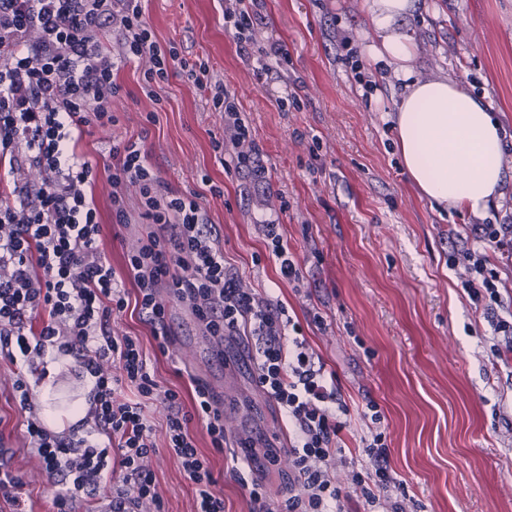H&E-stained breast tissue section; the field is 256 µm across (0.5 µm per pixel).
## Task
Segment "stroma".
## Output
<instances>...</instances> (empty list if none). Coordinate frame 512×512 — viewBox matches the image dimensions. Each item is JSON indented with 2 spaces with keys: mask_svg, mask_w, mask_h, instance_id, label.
I'll list each match as a JSON object with an SVG mask.
<instances>
[{
  "mask_svg": "<svg viewBox=\"0 0 512 512\" xmlns=\"http://www.w3.org/2000/svg\"><path fill=\"white\" fill-rule=\"evenodd\" d=\"M267 24L257 37L283 42L288 61L281 77L262 84L257 63L239 52L224 30V0H144L145 16L160 42L173 41L190 59H208L214 77L238 99L262 151L268 182L240 194L241 179L224 171L211 148L223 137L224 118L205 94L182 77L158 90L161 105L141 89V68H122L124 93L112 109L120 122L90 128L78 154L100 160L113 140L139 134L167 188L201 189L210 174L223 183L220 197L203 204L221 231L224 259L244 287L280 300L297 316L320 312L324 329L306 328L311 345L335 370L350 406L344 433L345 466L364 468L360 439L365 396L381 406L390 462L403 483L407 512H512V360L493 357L491 329L461 288L448 263L449 232L465 234L472 213L439 208L411 183L396 145L392 109L399 91L394 76H380L365 48L377 40L365 0H261ZM417 41L418 77L436 74L463 84L498 112L506 132L503 196L488 209L512 218V0H416L407 20ZM354 50L373 83L356 82L345 55ZM298 85L300 107L281 109L279 96ZM157 121L148 124L147 113ZM318 156H311L313 140ZM290 208L279 213L281 200ZM279 216L281 233L301 267L300 282L279 279L257 225ZM44 376L32 390L38 411L58 413L57 432L72 429L71 404H86L88 379L77 377L70 357L48 350ZM163 388L188 393L192 380L213 384L209 369L179 348L159 357ZM14 367L0 359V462L25 483L27 512H54L46 474L31 454L13 396ZM231 408L242 436L259 449L274 447L272 468L231 471L234 438L215 452L198 434L201 452L220 473L224 512H252L248 483L263 484L270 506L284 499L290 464L283 453L288 433L278 411L238 369ZM158 451L147 465L164 512H194L195 494L165 443V410L148 408Z\"/></svg>",
  "mask_w": 512,
  "mask_h": 512,
  "instance_id": "stroma-1",
  "label": "stroma"
}]
</instances>
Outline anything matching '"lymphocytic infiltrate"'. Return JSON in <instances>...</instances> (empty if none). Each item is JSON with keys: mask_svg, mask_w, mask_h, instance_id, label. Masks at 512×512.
Returning a JSON list of instances; mask_svg holds the SVG:
<instances>
[{"mask_svg": "<svg viewBox=\"0 0 512 512\" xmlns=\"http://www.w3.org/2000/svg\"><path fill=\"white\" fill-rule=\"evenodd\" d=\"M264 18L258 0H225L224 27L239 50L262 62L263 75L286 61L281 42L259 43ZM117 34L113 49L102 46ZM142 63V85L182 76L206 92L211 110L223 113L225 139L214 141L225 170L262 181L265 168L251 126L234 94L211 74L204 59L185 58L176 43H160L141 0H0V356L15 365V399L27 414L29 446L55 485L57 512H76L81 497L122 472L106 512H146L161 506L147 461L155 454V427L146 408L160 402L166 447L195 489V512H224V494L209 458L197 446L199 422L216 451L224 449V411L207 386L194 383L190 401L161 389L136 336H117L112 320L136 306L151 327L155 354L173 344L168 300L186 304L209 335L244 341L256 385L281 414L288 440V491L270 508L259 486L250 498L259 512H338L345 497L337 479L342 432L350 407L336 374L326 371L300 322L283 303L244 288L224 261L217 225L199 192L165 187L150 164L144 136L113 142L104 167L76 151L86 128L118 121L112 101L122 87L121 62ZM112 188V221H129L128 189L140 216L157 227L112 266L100 248L103 224L92 193L98 171ZM462 269L461 286L493 328L492 352L512 354V295L502 273L512 267V224H473L450 256ZM71 357L93 388L82 419L90 433L48 430L31 405L28 373L47 349ZM368 459L351 474L364 512H406L390 491L399 487L375 400L361 413Z\"/></svg>", "mask_w": 512, "mask_h": 512, "instance_id": "obj_1", "label": "lymphocytic infiltrate"}]
</instances>
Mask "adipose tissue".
Masks as SVG:
<instances>
[{"label":"adipose tissue","mask_w":512,"mask_h":512,"mask_svg":"<svg viewBox=\"0 0 512 512\" xmlns=\"http://www.w3.org/2000/svg\"><path fill=\"white\" fill-rule=\"evenodd\" d=\"M377 43L366 53L402 84L394 127L406 172L430 201L479 215L502 195L505 131L480 97L442 76L421 79L406 27L413 0H367Z\"/></svg>","instance_id":"1"}]
</instances>
